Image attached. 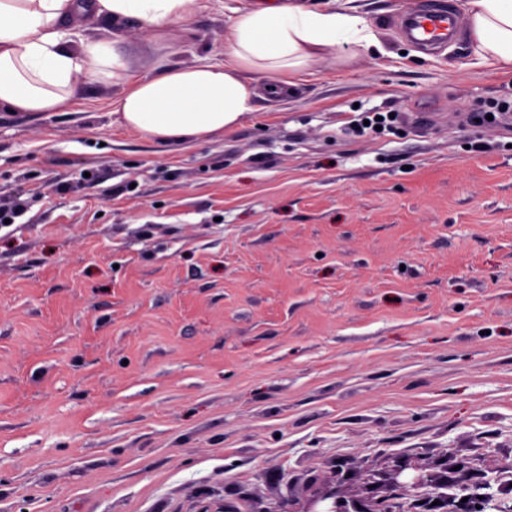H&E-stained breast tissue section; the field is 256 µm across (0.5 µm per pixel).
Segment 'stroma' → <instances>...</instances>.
Masks as SVG:
<instances>
[{
  "label": "stroma",
  "instance_id": "obj_1",
  "mask_svg": "<svg viewBox=\"0 0 512 512\" xmlns=\"http://www.w3.org/2000/svg\"><path fill=\"white\" fill-rule=\"evenodd\" d=\"M246 2L201 0L178 62L227 63ZM358 4L375 46L187 147L97 85L0 110V202H30L0 224V512H301L442 455L512 503V120L481 119L512 72L461 27L407 40L425 0Z\"/></svg>",
  "mask_w": 512,
  "mask_h": 512
}]
</instances>
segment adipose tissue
I'll return each instance as SVG.
<instances>
[{"instance_id": "ef3b65f1", "label": "adipose tissue", "mask_w": 512, "mask_h": 512, "mask_svg": "<svg viewBox=\"0 0 512 512\" xmlns=\"http://www.w3.org/2000/svg\"><path fill=\"white\" fill-rule=\"evenodd\" d=\"M466 33L483 63L512 70V0H467ZM199 0H0V108L60 112L81 83L115 86L114 112L148 137L177 145L217 136L253 112L260 88L287 94L298 72L371 32L352 0H276L236 9L225 47L231 65L160 64L133 77L115 40L97 23L137 21L165 36L184 26ZM259 70L264 82L245 79Z\"/></svg>"}]
</instances>
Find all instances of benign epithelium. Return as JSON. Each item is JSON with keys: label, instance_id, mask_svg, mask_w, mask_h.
Wrapping results in <instances>:
<instances>
[{"label": "benign epithelium", "instance_id": "1", "mask_svg": "<svg viewBox=\"0 0 512 512\" xmlns=\"http://www.w3.org/2000/svg\"><path fill=\"white\" fill-rule=\"evenodd\" d=\"M459 472V476L450 478L397 457L383 472L381 481L366 483L361 493L348 497L338 484L310 499L304 512H396L401 491L407 487L432 485L447 488L450 493L439 496L436 506L430 499L420 500L418 507L425 512H433L439 507L443 512H487L492 496L481 493V490L489 488L490 481L474 480L478 470L470 463L461 467ZM453 488L466 492L468 500L461 501V496L451 492Z\"/></svg>", "mask_w": 512, "mask_h": 512}]
</instances>
